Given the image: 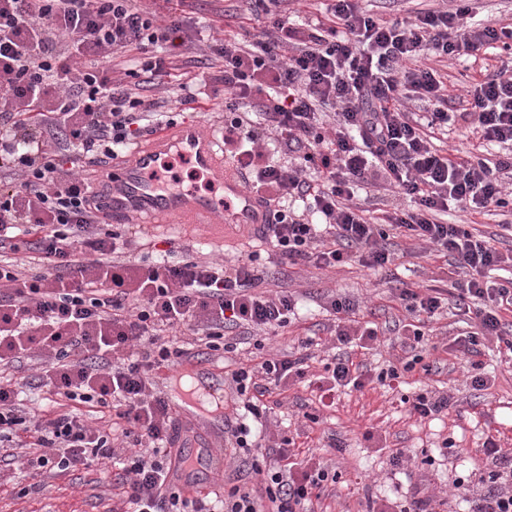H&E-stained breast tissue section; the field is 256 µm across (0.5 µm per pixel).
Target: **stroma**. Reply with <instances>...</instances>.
<instances>
[{"label": "stroma", "mask_w": 512, "mask_h": 512, "mask_svg": "<svg viewBox=\"0 0 512 512\" xmlns=\"http://www.w3.org/2000/svg\"><path fill=\"white\" fill-rule=\"evenodd\" d=\"M235 0H142L143 6L161 16H181L190 50L174 64L189 77L206 81L209 101L200 109L185 112L186 121H206L224 125V85L214 78L210 64L215 56L209 46L213 39L239 32L241 19L236 15ZM496 60L479 56L467 64L453 58L440 62L454 111H461L458 99L466 74L494 69ZM146 238L173 239L177 247L174 260H181L182 250L202 260L233 262L253 251L263 249L258 240L245 238L240 229L212 234L203 224H187L166 229L143 225ZM385 244L394 260L382 269L365 267L359 261L332 270L309 265L273 263L260 291H288L296 295L302 316L287 331L265 337L263 332L242 333L241 345L232 351L200 352L199 357L223 379L254 352V343L264 340L266 350L280 354L298 352L303 340H310L308 350L312 370L331 360L339 351L333 331V317L326 310L331 295L350 298L359 304L366 320L386 326L373 349H354L353 357L370 367L381 369L397 362L402 352L396 339L398 328L409 314L401 308L397 296L411 284L447 289L449 269L442 260L413 241L391 234ZM466 315L455 304L441 309L424 336L426 361H439L441 369L432 374L416 370L404 377L403 384L389 388L371 383L358 390L339 393L335 404L317 410L315 398L306 382L289 383L280 397L281 404L267 416L272 438L288 433L299 434L303 447L301 458L317 457L327 461L341 478L325 497L313 505L314 512H367L381 499L432 496L445 500L449 512H461L452 497V482L484 466L482 445L486 437L495 438L506 453H512V359L501 354L495 343H487L481 361L488 379L477 390L470 383L472 370L464 357L454 356L447 347L451 340L466 332ZM42 369L37 355H30L20 365L0 372V378L26 380V405L36 417H43L48 406L45 394L33 380ZM421 389L448 395L447 411L433 419L421 420L399 405L401 395ZM317 412V422H310L308 412ZM235 413L232 391H225L224 402L199 409L197 417L183 420L182 445L200 448L205 441L222 446L221 424L214 418ZM452 441V451H444L445 441ZM400 463H393L394 454ZM118 491L109 471L100 467H80L65 471H35L25 460L0 468V512H118Z\"/></svg>", "instance_id": "1"}]
</instances>
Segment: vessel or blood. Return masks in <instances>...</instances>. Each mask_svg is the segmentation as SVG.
<instances>
[{"label":"vessel or blood","mask_w":512,"mask_h":512,"mask_svg":"<svg viewBox=\"0 0 512 512\" xmlns=\"http://www.w3.org/2000/svg\"><path fill=\"white\" fill-rule=\"evenodd\" d=\"M185 159L193 168L207 173L222 189V196L163 187L152 175L158 161L166 156ZM115 177L103 187L107 211L113 223L226 224L261 231L267 211L261 200L245 191L240 177L224 163V138L205 122L184 123L152 135L115 168ZM217 449L204 448L186 456L184 465L173 466L172 481L214 477Z\"/></svg>","instance_id":"b4317fda"}]
</instances>
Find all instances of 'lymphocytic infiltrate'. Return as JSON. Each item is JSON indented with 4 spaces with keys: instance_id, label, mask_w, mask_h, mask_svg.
<instances>
[{
    "instance_id": "f902f5d3",
    "label": "lymphocytic infiltrate",
    "mask_w": 512,
    "mask_h": 512,
    "mask_svg": "<svg viewBox=\"0 0 512 512\" xmlns=\"http://www.w3.org/2000/svg\"><path fill=\"white\" fill-rule=\"evenodd\" d=\"M474 0L451 10H426L411 19L362 11L359 0H330L323 19H276L252 39L226 37L223 61L224 149L249 192L271 208L267 235L289 262L331 268L351 258L370 268L390 263L383 242L393 229L434 246L463 273L451 288L459 302L474 301L472 329L452 344L472 357L474 388L486 385L480 348L504 335L512 314V268L505 254L443 217L455 209L473 215L512 207L503 190L512 179V25H464ZM183 24L157 23L141 0H0V367L37 350L40 384L66 408L29 424L19 386L0 382V448H28L31 466L66 470L109 465L117 470L126 512H310L339 475L323 460L294 463L293 438L275 449L245 422L226 428L231 449L254 456L265 473V498L232 487L210 494L174 490L166 480L178 416L157 392V372L181 363L187 349L167 341L186 328L207 349L247 325L278 334L298 313L290 296L256 288L266 260L254 252L231 265L183 256L134 266L122 262L125 233L105 227L102 195L87 175L126 157L144 130L174 124L145 94L169 77L186 101L192 82L168 62L185 49ZM141 51L127 69L133 85L114 79L119 53ZM493 55L496 70L466 89L471 132L503 151L496 162L440 153L432 141L456 118L443 82L428 57ZM410 100L424 102L410 111ZM288 154V162L271 152ZM410 198L411 209L366 215L356 189ZM28 269H17L16 253ZM338 341L366 349L376 344V323L360 321L358 304L334 296L327 303ZM421 328L402 336L411 357L371 373L339 356L311 383L322 406L338 392L366 383H395L415 367L433 371L418 350ZM308 354L271 358L232 372L237 399L254 420L266 418L276 395L306 375ZM110 410L130 438L119 454L109 434L89 428L83 406ZM275 452L280 467L264 468ZM488 465L455 481L469 512H512V455L486 438Z\"/></svg>"
}]
</instances>
